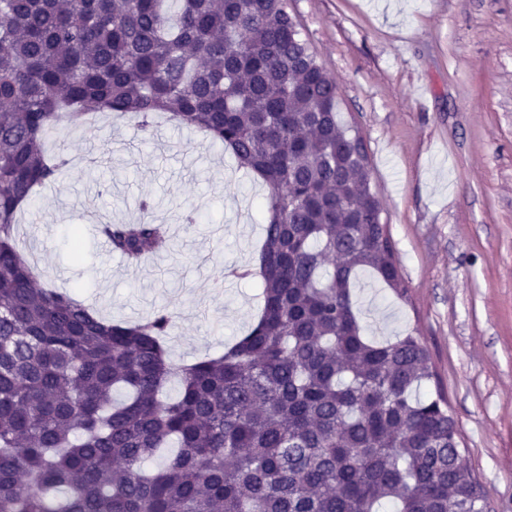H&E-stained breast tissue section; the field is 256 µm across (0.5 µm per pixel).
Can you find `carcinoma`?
I'll return each mask as SVG.
<instances>
[{
  "mask_svg": "<svg viewBox=\"0 0 512 512\" xmlns=\"http://www.w3.org/2000/svg\"><path fill=\"white\" fill-rule=\"evenodd\" d=\"M285 0H0V512H486L411 334L372 341L358 274L404 296L368 155ZM167 115L268 194L261 309L217 358L177 364L162 310L127 323L37 284L16 215L97 113ZM137 265L155 220L101 223ZM178 383L173 398H162Z\"/></svg>",
  "mask_w": 512,
  "mask_h": 512,
  "instance_id": "carcinoma-1",
  "label": "carcinoma"
}]
</instances>
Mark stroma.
Wrapping results in <instances>:
<instances>
[{"label": "stroma", "mask_w": 512, "mask_h": 512, "mask_svg": "<svg viewBox=\"0 0 512 512\" xmlns=\"http://www.w3.org/2000/svg\"><path fill=\"white\" fill-rule=\"evenodd\" d=\"M287 11L339 88V121L367 146L407 285L400 297L360 275L365 332L419 336L435 373L427 390L448 399L487 512H512V0H287ZM49 146L69 164L17 225L42 285L115 321L169 311L178 362L247 334L267 189L230 151L198 129L143 131L115 116ZM192 207L199 223H180ZM90 208L167 222L172 252L121 263L86 223Z\"/></svg>", "instance_id": "stroma-1"}]
</instances>
